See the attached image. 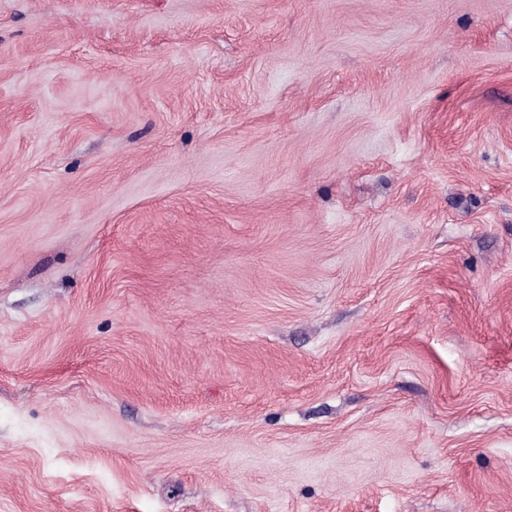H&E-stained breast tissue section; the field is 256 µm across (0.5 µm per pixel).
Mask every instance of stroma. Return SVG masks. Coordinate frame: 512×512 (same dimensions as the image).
<instances>
[{"mask_svg": "<svg viewBox=\"0 0 512 512\" xmlns=\"http://www.w3.org/2000/svg\"><path fill=\"white\" fill-rule=\"evenodd\" d=\"M0 512H512V0H0Z\"/></svg>", "mask_w": 512, "mask_h": 512, "instance_id": "1", "label": "stroma"}]
</instances>
